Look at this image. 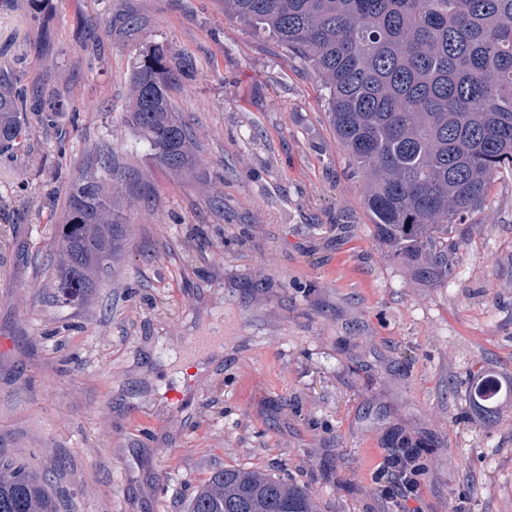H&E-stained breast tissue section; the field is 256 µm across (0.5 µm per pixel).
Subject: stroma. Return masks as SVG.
Masks as SVG:
<instances>
[{
	"label": "stroma",
	"mask_w": 512,
	"mask_h": 512,
	"mask_svg": "<svg viewBox=\"0 0 512 512\" xmlns=\"http://www.w3.org/2000/svg\"><path fill=\"white\" fill-rule=\"evenodd\" d=\"M189 56L170 95L197 161L173 175L125 126L148 49ZM0 65L57 104L0 151V455L67 512H187L226 467L306 487L320 512H512V169L448 235V280L377 238L318 78L223 0H0ZM110 150L126 171L109 274L54 299L66 189ZM215 336L185 387L179 346ZM415 499L382 497L397 443ZM469 393L476 406L494 417L502 397L512 395V379L503 383L495 374L478 372L469 380Z\"/></svg>",
	"instance_id": "35a3bbf8"
}]
</instances>
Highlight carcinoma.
<instances>
[{"label": "carcinoma", "mask_w": 512, "mask_h": 512, "mask_svg": "<svg viewBox=\"0 0 512 512\" xmlns=\"http://www.w3.org/2000/svg\"><path fill=\"white\" fill-rule=\"evenodd\" d=\"M224 12L275 39L316 73L341 148L365 178L364 204L380 241L429 280L448 278V232L479 211L500 169L512 168V0H224ZM178 79L156 48L139 61L125 124L155 164L195 165L191 130L170 89ZM31 96L0 68V149L20 145ZM66 190L58 235L60 296L83 300L110 268L119 212L99 155ZM493 415L512 382L469 380ZM190 512H319L304 487L258 470L224 468ZM0 512H62L41 475L0 458Z\"/></svg>", "instance_id": "cac0c4a2"}]
</instances>
